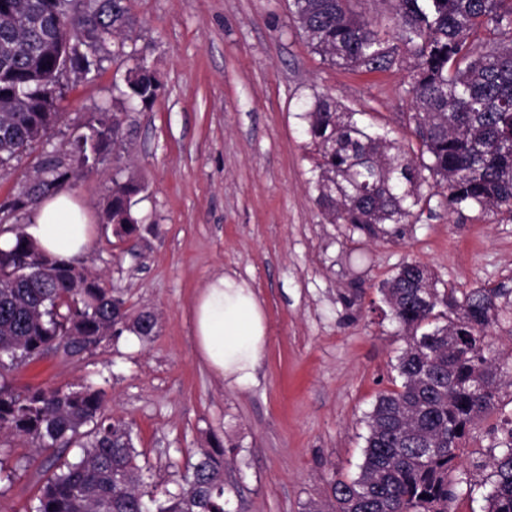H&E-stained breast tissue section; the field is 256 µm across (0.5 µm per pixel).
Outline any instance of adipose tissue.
<instances>
[{
    "mask_svg": "<svg viewBox=\"0 0 512 512\" xmlns=\"http://www.w3.org/2000/svg\"><path fill=\"white\" fill-rule=\"evenodd\" d=\"M28 239L47 255L67 261L89 248L93 228L69 194L44 199L25 228ZM191 316L198 357L229 387H247L267 341L265 309L243 279L222 274L197 297Z\"/></svg>",
    "mask_w": 512,
    "mask_h": 512,
    "instance_id": "1",
    "label": "adipose tissue"
}]
</instances>
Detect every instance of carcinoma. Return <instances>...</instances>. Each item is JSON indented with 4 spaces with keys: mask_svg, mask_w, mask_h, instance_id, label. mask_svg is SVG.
<instances>
[{
    "mask_svg": "<svg viewBox=\"0 0 512 512\" xmlns=\"http://www.w3.org/2000/svg\"><path fill=\"white\" fill-rule=\"evenodd\" d=\"M130 0H0V167L42 142L60 122V48L121 37L136 19ZM351 0H292L298 29L311 49L344 70L386 71L415 60L405 89L420 156L378 133L328 95H316L303 118L315 156L318 205L335 224L369 233L407 224L421 208L422 188L446 192L448 207L491 208L512 220V0H391L393 30L373 26ZM126 41L107 56L86 55L83 74L133 57ZM160 87L146 59L129 69L123 107L152 103ZM72 146L86 166L121 140L118 113L101 111ZM45 156L25 192L10 203L19 212L55 194L69 178ZM142 186L112 179L108 216L115 234L131 235ZM390 315L410 333L396 369L401 386L382 392L368 415L364 461L354 478L338 479L328 503L312 512H451L460 445L497 409L512 365L490 354L488 328L512 314V288H475L459 300L441 292L428 267L401 265L380 288ZM454 311L442 326L419 332L439 305ZM129 330L142 338L154 325L130 317L104 283L39 251L24 235L0 248V431L61 444L78 458L47 478L29 512H224V450L204 449L179 491L159 498L140 489L130 425L104 414L105 395L92 386L16 389L14 365L46 354L78 356L108 336ZM490 452L491 482L480 487L486 512H512V419L500 425Z\"/></svg>",
    "mask_w": 512,
    "mask_h": 512,
    "instance_id": "1",
    "label": "carcinoma"
}]
</instances>
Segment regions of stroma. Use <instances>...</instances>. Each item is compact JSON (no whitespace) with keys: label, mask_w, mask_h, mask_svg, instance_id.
Returning <instances> with one entry per match:
<instances>
[{"label":"stroma","mask_w":512,"mask_h":512,"mask_svg":"<svg viewBox=\"0 0 512 512\" xmlns=\"http://www.w3.org/2000/svg\"><path fill=\"white\" fill-rule=\"evenodd\" d=\"M128 49L160 82L147 108L122 112L123 147L89 167L71 165L64 191L84 206L93 242L74 265L102 280L131 315L148 312L150 338L131 332L65 358L15 366V387L94 385L105 413L132 426L146 490L177 491L201 449L220 444L228 512H307L364 460L366 417L399 388L408 343L380 287L419 261L438 289L512 287V221L478 208L450 210L433 195L416 220L370 235L332 223L309 182L303 104L328 94L407 147L406 68L365 73L331 66L299 33L289 0H131ZM127 66L62 78L64 118L49 140L0 168V228L30 224L5 213L48 154L68 158L102 105L118 102ZM142 184L135 233L105 222L113 179ZM246 279L263 300L268 342L254 382L223 386L197 356L191 307L219 274ZM512 418V386L496 414L464 440L457 478L479 482ZM35 441L0 433V512H28L61 460Z\"/></svg>","instance_id":"obj_1"}]
</instances>
